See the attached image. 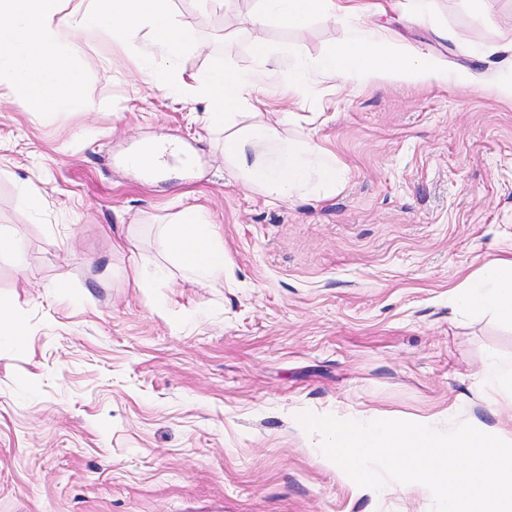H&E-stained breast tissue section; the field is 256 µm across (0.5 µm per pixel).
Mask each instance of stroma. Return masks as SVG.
I'll return each mask as SVG.
<instances>
[{"mask_svg": "<svg viewBox=\"0 0 512 512\" xmlns=\"http://www.w3.org/2000/svg\"><path fill=\"white\" fill-rule=\"evenodd\" d=\"M377 2L388 39L447 81L340 87L318 63L351 20L285 29L258 0L170 2L201 44L176 71L256 74L236 124L334 154L344 178L325 198L242 186L204 103L146 81L110 38L80 43L91 111L49 121L0 88V305L24 330L0 338V512H432L430 490L363 492L321 464L299 414L498 424L477 372L512 358V326L461 315L451 291L512 255V102L483 88L508 73L512 0H428L421 17ZM259 44L289 61L265 70ZM164 140L192 166H127ZM192 207L223 234V281L166 260L157 229ZM118 234L135 252L113 251ZM135 262L154 273L147 287L127 283Z\"/></svg>", "mask_w": 512, "mask_h": 512, "instance_id": "1", "label": "stroma"}]
</instances>
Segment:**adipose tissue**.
I'll list each match as a JSON object with an SVG mask.
<instances>
[{
    "label": "adipose tissue",
    "mask_w": 512,
    "mask_h": 512,
    "mask_svg": "<svg viewBox=\"0 0 512 512\" xmlns=\"http://www.w3.org/2000/svg\"><path fill=\"white\" fill-rule=\"evenodd\" d=\"M261 15L283 27L303 25L314 16L348 15L353 35L326 56L322 71L338 83L360 78L383 81L443 82L447 75L432 61L392 44L374 27L371 6L361 0H260ZM110 36L139 61L141 72L173 95L206 101L211 125H224V161L237 179L278 200L314 192L329 194L342 183L335 156L309 140L286 136L272 125L234 128V112L256 98L251 76L214 68L174 77L171 67L196 43L188 23L176 20L169 0H76L62 11L59 0H0V86L14 89L26 111L45 118L80 112L85 75L76 64L79 41ZM160 235L183 272L200 282L224 276V245L216 225L189 208ZM457 311L480 313L512 324V258L486 262L477 275L459 284Z\"/></svg>",
    "instance_id": "ef3b65f1"
}]
</instances>
